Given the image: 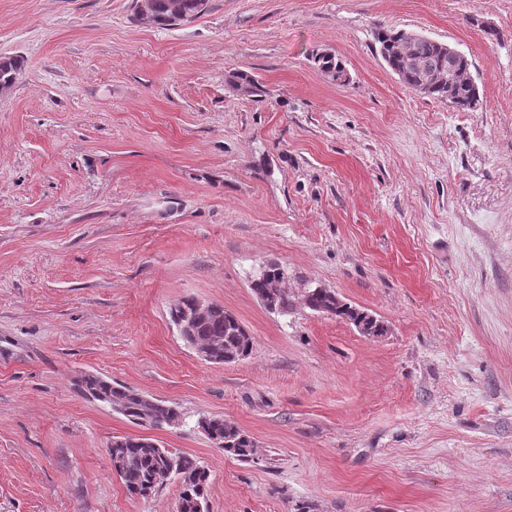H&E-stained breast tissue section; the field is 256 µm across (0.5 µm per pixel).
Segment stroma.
Segmentation results:
<instances>
[{"instance_id": "1", "label": "stroma", "mask_w": 512, "mask_h": 512, "mask_svg": "<svg viewBox=\"0 0 512 512\" xmlns=\"http://www.w3.org/2000/svg\"><path fill=\"white\" fill-rule=\"evenodd\" d=\"M382 28L463 52L478 108L402 84ZM15 56L0 512H175L178 480L141 497L112 473L117 436L198 459L209 512H512V0H211L172 27L132 0H0ZM270 262L386 334L267 311L250 284ZM186 296L233 314L250 354L202 360L170 320ZM84 373L181 423L130 422L77 390ZM204 415L249 434L253 461ZM207 419V427L202 428L200 421ZM198 427L208 436H214L224 442L220 448L237 457L241 461H250L254 455L255 444L252 438L241 430L235 423L216 416H202L197 421Z\"/></svg>"}]
</instances>
